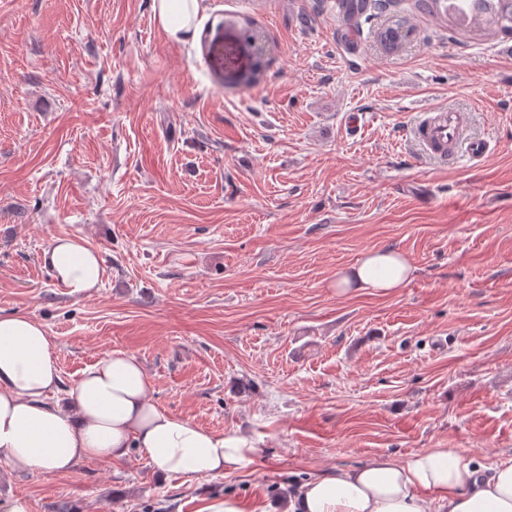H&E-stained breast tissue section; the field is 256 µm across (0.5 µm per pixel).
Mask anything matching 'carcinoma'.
<instances>
[{
	"label": "carcinoma",
	"mask_w": 512,
	"mask_h": 512,
	"mask_svg": "<svg viewBox=\"0 0 512 512\" xmlns=\"http://www.w3.org/2000/svg\"><path fill=\"white\" fill-rule=\"evenodd\" d=\"M385 7L384 0H336L338 17L348 32L369 10ZM413 7L462 31L512 36V0H413Z\"/></svg>",
	"instance_id": "obj_1"
}]
</instances>
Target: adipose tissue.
<instances>
[{
  "label": "adipose tissue",
  "instance_id": "1",
  "mask_svg": "<svg viewBox=\"0 0 512 512\" xmlns=\"http://www.w3.org/2000/svg\"><path fill=\"white\" fill-rule=\"evenodd\" d=\"M165 36H193L200 0H153ZM55 284L87 296L102 276L99 254L72 237L53 238L42 255ZM410 260L374 249L341 276L342 284L387 294L413 277ZM137 448L162 474H231L261 453L240 429L213 431L159 407L137 357L112 351L63 387L44 326L25 314H0V464L15 472L67 473L80 462L109 463ZM286 512H512V459L475 465L451 450L399 461L381 454L299 485Z\"/></svg>",
  "mask_w": 512,
  "mask_h": 512
}]
</instances>
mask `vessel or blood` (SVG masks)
<instances>
[{
	"mask_svg": "<svg viewBox=\"0 0 512 512\" xmlns=\"http://www.w3.org/2000/svg\"><path fill=\"white\" fill-rule=\"evenodd\" d=\"M463 126L462 113L438 109L427 113L416 126L414 134L432 154L444 156L462 149L470 159H482L488 150L487 144L482 141L465 140L462 135Z\"/></svg>",
	"mask_w": 512,
	"mask_h": 512,
	"instance_id": "vessel-or-blood-1",
	"label": "vessel or blood"
}]
</instances>
